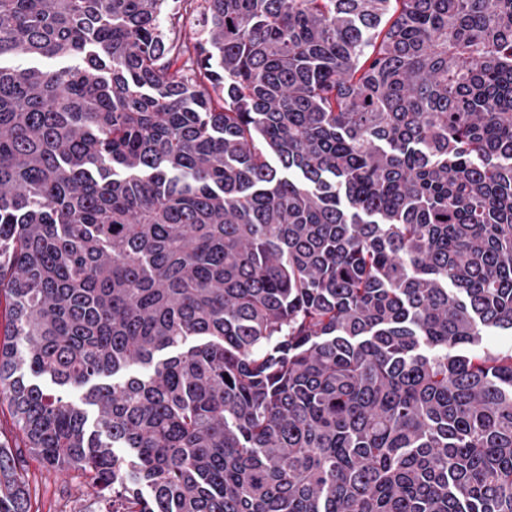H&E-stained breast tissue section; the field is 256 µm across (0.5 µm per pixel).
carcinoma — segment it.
<instances>
[{"mask_svg": "<svg viewBox=\"0 0 512 512\" xmlns=\"http://www.w3.org/2000/svg\"><path fill=\"white\" fill-rule=\"evenodd\" d=\"M2 299L78 512H512V0H0Z\"/></svg>", "mask_w": 512, "mask_h": 512, "instance_id": "1", "label": "carcinoma"}]
</instances>
